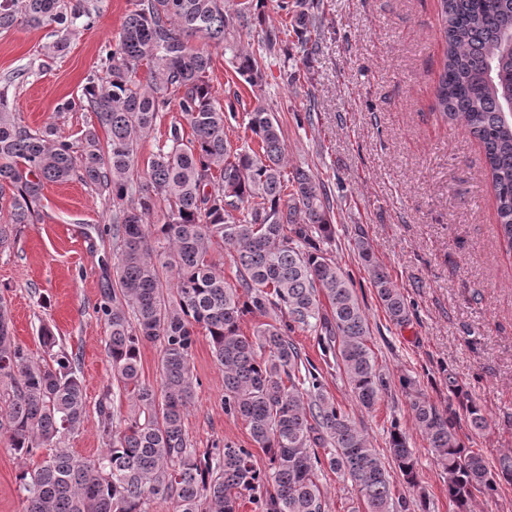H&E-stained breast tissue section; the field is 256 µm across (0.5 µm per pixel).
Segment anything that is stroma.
<instances>
[{"label": "stroma", "instance_id": "obj_1", "mask_svg": "<svg viewBox=\"0 0 512 512\" xmlns=\"http://www.w3.org/2000/svg\"><path fill=\"white\" fill-rule=\"evenodd\" d=\"M98 19L66 39L59 26L20 24L0 30V88H6L19 121L29 129L53 123L74 139L94 125L93 112H57V104L80 91L100 67V48L115 41L136 0H94ZM436 0H321L322 50L298 63L288 81L282 53L266 60L265 101L284 132L288 164L303 167L330 190L336 245L332 257L350 276L368 319V345L391 390L373 410L360 409L335 368L325 366L315 333L295 331L294 341L318 365L327 393L365 428L373 448L388 457L391 422H398L418 459L419 486L395 481L408 512H456L447 482L415 426L398 379L418 380L439 408L448 404L441 367L456 374L482 405L487 428L458 433L489 462L512 451V256L497 236V220L484 152L461 127L435 116L434 88L445 44ZM212 56L207 74L212 94L233 104L227 135L243 144L245 114L256 102L239 84L223 46L202 43ZM315 96L318 121L303 123V106ZM112 204L94 186L73 178L47 183L33 221L19 225L0 250V296L16 340L40 358L41 327L80 358L87 411L79 430L62 445L82 458L105 448L98 399L110 382L106 354L109 329L97 314L101 290L112 275ZM367 233L379 259L414 305L409 325H393L380 306L367 273L354 255L355 228ZM194 395L185 429L195 452L229 441L252 449L258 466L267 458L242 420L224 412V374L205 334H197L192 357ZM28 462L0 437V512H23L17 476Z\"/></svg>", "mask_w": 512, "mask_h": 512}]
</instances>
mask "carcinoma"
<instances>
[{
	"mask_svg": "<svg viewBox=\"0 0 512 512\" xmlns=\"http://www.w3.org/2000/svg\"><path fill=\"white\" fill-rule=\"evenodd\" d=\"M263 0H137L115 44L101 47L104 75L93 73L60 112L91 109L108 134L101 145L89 128L75 141L59 139L48 124L32 131L18 122L0 93V190L12 187L9 220L0 224V248L28 224L45 183L76 176L112 201L116 262L99 305L110 336L112 382L97 413L108 441L93 459L56 447L33 469L19 473L24 512H148L154 498L174 512H237L241 502L260 512H324L318 472L324 466L351 483L361 509L406 512L393 493V474L364 427L324 391L317 367L291 339L295 329L318 336L358 405L371 410L390 382L368 346L367 317L351 279L330 255L336 243L331 191L308 170L286 171L281 123L263 102L246 113L251 143L233 146L226 134L235 113L214 99L206 74L212 57L193 37L224 45L240 81L262 89L264 55L284 51L305 61L321 50L314 0H275L289 27L266 25ZM445 43L435 87L437 116L458 124L481 144L496 207L497 229L512 254V0H437ZM89 0H0V29L18 23L95 24ZM247 30L258 51L235 40ZM146 66L144 78L138 70ZM177 106L170 125L139 169L140 141L163 113ZM189 127L190 134L184 133ZM157 224L150 219L157 213ZM353 251L389 320L404 327L413 304L376 256L362 231ZM221 247L235 268L229 283L213 253ZM260 318L252 335L245 317ZM209 337L224 373V412L242 420L267 455V466L231 442L190 451L184 418L192 403V350L198 330ZM49 359H34L13 338L0 297V435L19 455L61 443L77 431L86 398L77 357L56 351L51 329L41 330ZM160 344V383L141 379L140 350ZM448 408L441 410L418 381L403 376L415 426L446 475L448 499L469 512L478 492L512 484V452L491 466L459 437L462 415L481 432L487 417L473 395L443 369ZM117 388L132 412L117 420ZM396 474L418 486L417 459L392 424L388 438Z\"/></svg>",
	"mask_w": 512,
	"mask_h": 512,
	"instance_id": "carcinoma-1",
	"label": "carcinoma"
}]
</instances>
